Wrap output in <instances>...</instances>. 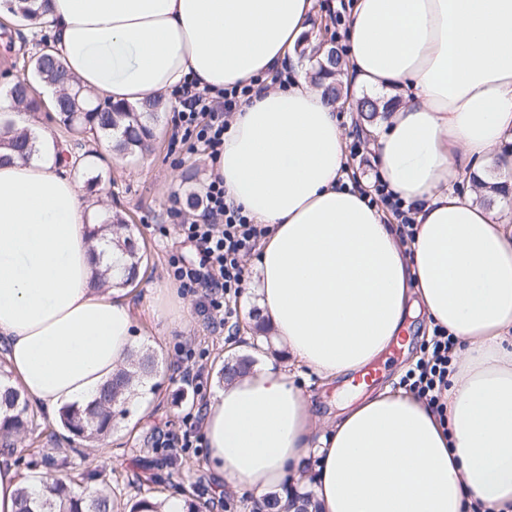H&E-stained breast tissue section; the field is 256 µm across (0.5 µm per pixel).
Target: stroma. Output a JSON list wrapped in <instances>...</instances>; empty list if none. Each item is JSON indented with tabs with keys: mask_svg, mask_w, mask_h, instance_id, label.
<instances>
[{
	"mask_svg": "<svg viewBox=\"0 0 512 512\" xmlns=\"http://www.w3.org/2000/svg\"><path fill=\"white\" fill-rule=\"evenodd\" d=\"M41 36L40 30L21 21L0 19V95L26 74V61ZM177 112V103L169 102L158 119L155 141L147 155L97 162L99 181L84 186L102 199L104 209L121 210L146 245L149 261L145 275L131 293L141 309L135 345L138 350L156 353L158 372L148 379L146 393L131 399L125 414L116 416L106 445L90 449L85 441L63 439L57 451L69 455L78 473L104 466L107 481L128 499L140 496L152 487L154 479L162 478L209 502L210 512H251V499L241 496L208 466L207 449L190 448L173 458L165 449L153 447L159 432H178L196 422L198 409L223 385L218 371L224 360L252 354L258 336L248 319L256 307L254 283H247L234 303L232 322L239 325L240 332L232 336L212 330L197 310L198 294L174 288L168 276L170 256L189 251L170 211L176 208L188 214V195H203L210 177V160L200 144L192 140L173 143ZM157 302L167 311V324L156 323L151 315V306ZM425 326L424 318L413 320L409 350L392 346L377 357L382 367L379 384L398 386L406 370L421 357L426 341L420 332ZM187 348L194 350L203 368L204 387L195 396L180 392L178 363ZM294 381L311 397L316 433L325 432L336 416L335 384H322L311 373L295 376Z\"/></svg>",
	"mask_w": 512,
	"mask_h": 512,
	"instance_id": "stroma-1",
	"label": "stroma"
}]
</instances>
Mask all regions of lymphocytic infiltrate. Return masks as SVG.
Returning a JSON list of instances; mask_svg holds the SVG:
<instances>
[{
    "mask_svg": "<svg viewBox=\"0 0 512 512\" xmlns=\"http://www.w3.org/2000/svg\"><path fill=\"white\" fill-rule=\"evenodd\" d=\"M251 86H234L218 93L184 81L176 93L180 106L179 128L195 138L209 158H217L224 148L230 120L251 98ZM204 209L195 220L181 222L180 234L195 253L194 260L171 255L169 266L174 280L183 289H202L200 309L232 316L231 302L246 284L243 260L255 251L267 233L265 225L254 223L241 207L228 203L224 181L213 178L205 187ZM454 343L447 330L437 328L429 342L426 359L410 369L403 384L409 391L435 408H443L448 388L449 353Z\"/></svg>",
    "mask_w": 512,
    "mask_h": 512,
    "instance_id": "1",
    "label": "lymphocytic infiltrate"
}]
</instances>
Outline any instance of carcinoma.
<instances>
[{
	"label": "carcinoma",
	"instance_id": "obj_1",
	"mask_svg": "<svg viewBox=\"0 0 512 512\" xmlns=\"http://www.w3.org/2000/svg\"><path fill=\"white\" fill-rule=\"evenodd\" d=\"M31 75L17 79L8 91L13 103L23 105L35 112L42 101L37 96L33 80L46 83L56 89L57 97L52 101L59 122L66 131L76 134H91L111 139L112 151L121 157L142 155L149 151L154 137V126L159 114L166 110L161 97L146 99L138 105H116L110 102L91 100V95L73 79L61 60L50 49H40L29 60ZM343 66V51L335 46L328 49L323 58L317 60L314 82L323 88L328 101L338 100L342 93V82L337 79ZM379 105L370 97L361 98L356 112L366 121L373 119ZM34 138L26 132H12L6 126L0 129V144H6L21 155L29 157L34 152ZM109 230L111 238L104 243L113 245L121 252L122 258L136 269L142 263L144 254L131 225L118 212L103 217L102 225L91 230L93 236ZM129 277L116 284L112 282L109 270L98 271L94 276L96 288H124L133 284ZM251 363L248 356H239L224 363L220 379L229 382L243 373ZM155 372V357L149 353H132L127 363L120 368L100 389L99 394L81 407L67 406L59 414V422L72 435L90 442L103 441L112 430L114 417L123 411V405L135 395L136 386ZM7 373L0 366V455L11 456L17 440L27 438L30 444L40 442L41 437L54 444L57 434L50 430L36 432L35 416L28 412L26 402L20 400L17 390L6 383ZM41 466L45 469L41 480L44 489L40 497L30 496L27 487H22L17 496V512H160L161 502L152 491H147L133 502L118 496L103 478V470L92 469L80 474V480L70 472V462L39 448ZM287 502L278 492L264 495L257 504L259 512H319L314 493L308 490L284 489Z\"/></svg>",
	"mask_w": 512,
	"mask_h": 512
}]
</instances>
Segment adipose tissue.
Masks as SVG:
<instances>
[{"mask_svg": "<svg viewBox=\"0 0 512 512\" xmlns=\"http://www.w3.org/2000/svg\"><path fill=\"white\" fill-rule=\"evenodd\" d=\"M87 92L136 104L184 80L218 91L267 79L310 35L314 0H37ZM356 89L392 98L364 124L376 176L415 215L399 238L350 175L339 109L309 78L236 112L214 173L269 227L255 260L261 316L296 370L324 381L389 348L407 316L454 340L443 412L384 387L326 433L273 361L206 406L209 458L241 494L300 482L315 460L320 512H512V204L471 176L512 166V0H353ZM22 158L0 146V358L45 412L93 400L135 348L138 310L89 228L97 201L50 134Z\"/></svg>", "mask_w": 512, "mask_h": 512, "instance_id": "obj_1", "label": "adipose tissue"}]
</instances>
